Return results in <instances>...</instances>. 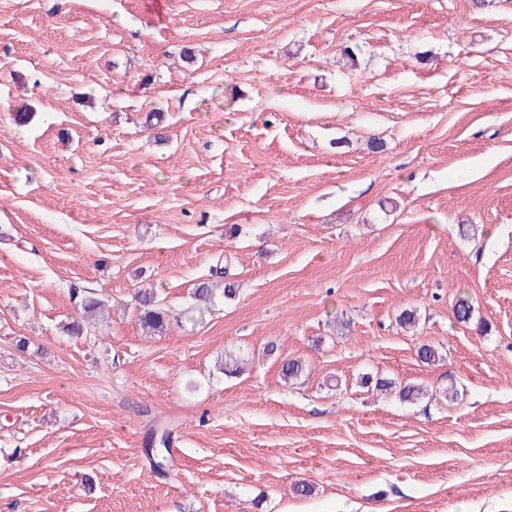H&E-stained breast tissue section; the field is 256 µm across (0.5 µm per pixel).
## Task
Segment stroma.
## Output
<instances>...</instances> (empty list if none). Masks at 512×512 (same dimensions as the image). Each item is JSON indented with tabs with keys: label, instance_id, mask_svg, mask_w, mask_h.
Returning a JSON list of instances; mask_svg holds the SVG:
<instances>
[{
	"label": "stroma",
	"instance_id": "35a3bbf8",
	"mask_svg": "<svg viewBox=\"0 0 512 512\" xmlns=\"http://www.w3.org/2000/svg\"><path fill=\"white\" fill-rule=\"evenodd\" d=\"M0 512H512V0H0ZM137 318L140 327L150 334L160 332L167 322V311L158 305L154 293L146 289L139 290ZM81 307L84 319L73 321L67 327V332L72 336H84L89 331H92V328H96L95 321H98V317H103L105 304L97 298L85 297ZM156 436V444L158 448L153 449L152 453H148L149 460L153 471L156 474H165L167 476L170 470V460L168 454V435L162 433L160 436ZM153 436V439L154 437Z\"/></svg>",
	"mask_w": 512,
	"mask_h": 512
}]
</instances>
